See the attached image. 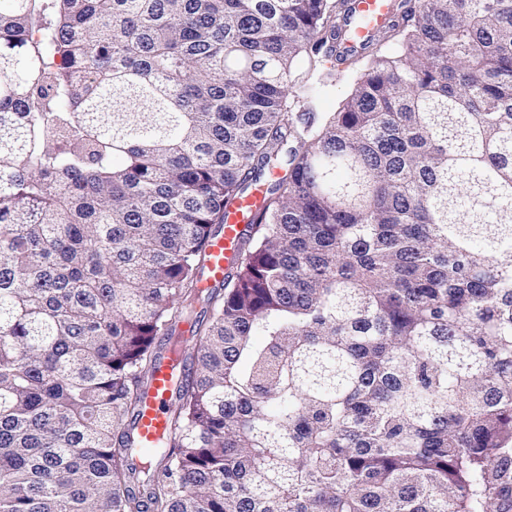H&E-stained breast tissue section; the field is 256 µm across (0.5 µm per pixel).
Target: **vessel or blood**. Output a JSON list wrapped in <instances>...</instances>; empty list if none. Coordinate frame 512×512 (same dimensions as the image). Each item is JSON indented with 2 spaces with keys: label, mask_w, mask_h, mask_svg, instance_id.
Segmentation results:
<instances>
[{
  "label": "vessel or blood",
  "mask_w": 512,
  "mask_h": 512,
  "mask_svg": "<svg viewBox=\"0 0 512 512\" xmlns=\"http://www.w3.org/2000/svg\"><path fill=\"white\" fill-rule=\"evenodd\" d=\"M390 9L391 0H356L355 11L362 24L355 32V43H363L369 38L388 19ZM260 199L261 192L256 189L227 208L224 228L211 239L207 249L209 260L201 282L202 287L212 288L223 284L224 276L236 253L239 237ZM183 373L182 363L168 354L155 365L132 427L135 445L143 452L154 451L164 435L178 381Z\"/></svg>",
  "instance_id": "obj_1"
}]
</instances>
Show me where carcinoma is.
Here are the masks:
<instances>
[{"label":"carcinoma","instance_id":"carcinoma-1","mask_svg":"<svg viewBox=\"0 0 512 512\" xmlns=\"http://www.w3.org/2000/svg\"><path fill=\"white\" fill-rule=\"evenodd\" d=\"M352 23L0 0V512H512V0H398L345 57ZM329 56L349 93L296 112ZM261 199V189H254L249 195L234 202L227 208L224 228L209 242V260L201 282L202 288H214L224 283V276L236 254L241 232L254 214ZM185 371L183 364L168 354L152 370L142 406L132 427L136 448L144 453L154 451L164 435L176 398L178 380Z\"/></svg>","mask_w":512,"mask_h":512}]
</instances>
